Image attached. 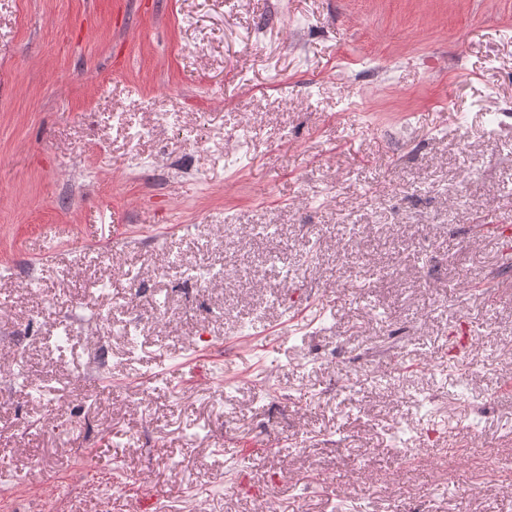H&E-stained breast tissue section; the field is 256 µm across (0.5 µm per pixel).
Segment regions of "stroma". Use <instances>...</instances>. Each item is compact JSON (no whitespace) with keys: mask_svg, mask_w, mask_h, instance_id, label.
<instances>
[{"mask_svg":"<svg viewBox=\"0 0 512 512\" xmlns=\"http://www.w3.org/2000/svg\"><path fill=\"white\" fill-rule=\"evenodd\" d=\"M492 223L512 0H0V505L512 512Z\"/></svg>","mask_w":512,"mask_h":512,"instance_id":"35a3bbf8","label":"stroma"}]
</instances>
